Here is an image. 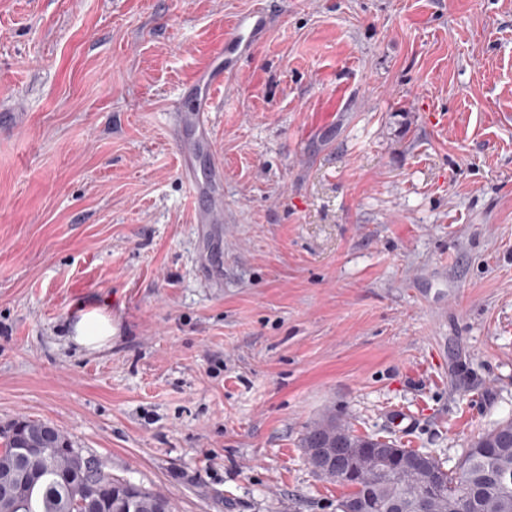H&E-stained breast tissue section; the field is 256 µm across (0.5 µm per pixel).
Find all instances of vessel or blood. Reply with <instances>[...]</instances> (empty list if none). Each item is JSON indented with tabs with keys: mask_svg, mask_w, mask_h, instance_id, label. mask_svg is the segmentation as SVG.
I'll return each instance as SVG.
<instances>
[{
	"mask_svg": "<svg viewBox=\"0 0 512 512\" xmlns=\"http://www.w3.org/2000/svg\"><path fill=\"white\" fill-rule=\"evenodd\" d=\"M272 23L273 14L263 2L238 15L224 37L221 56L182 87L173 105V131L182 156L181 175L194 195V221L201 226L198 249L216 279L221 278L224 266L220 245L210 228L224 221V168L211 159L209 114L215 106L216 90L239 69Z\"/></svg>",
	"mask_w": 512,
	"mask_h": 512,
	"instance_id": "1",
	"label": "vessel or blood"
}]
</instances>
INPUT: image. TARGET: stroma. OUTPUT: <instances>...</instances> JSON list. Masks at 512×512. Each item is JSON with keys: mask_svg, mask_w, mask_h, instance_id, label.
Instances as JSON below:
<instances>
[{"mask_svg": "<svg viewBox=\"0 0 512 512\" xmlns=\"http://www.w3.org/2000/svg\"><path fill=\"white\" fill-rule=\"evenodd\" d=\"M254 3L0 0V426L174 512H336L324 412L448 469L512 417V0H274L211 114L217 281L171 105ZM115 326L112 315L100 309H89L79 313L73 325L71 340L88 350H98L112 342Z\"/></svg>", "mask_w": 512, "mask_h": 512, "instance_id": "35a3bbf8", "label": "stroma"}]
</instances>
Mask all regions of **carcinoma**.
Returning <instances> with one entry per match:
<instances>
[{"label":"carcinoma","instance_id":"carcinoma-1","mask_svg":"<svg viewBox=\"0 0 512 512\" xmlns=\"http://www.w3.org/2000/svg\"><path fill=\"white\" fill-rule=\"evenodd\" d=\"M43 424L16 421L0 429V482L17 471L31 470L29 481L8 493L0 492V512H172L164 494L106 473L92 458L56 457L33 460L22 439ZM334 439L340 466L351 448L363 453L366 471L345 483L350 492L337 500L336 512L352 501L365 500L376 512H512V418L479 435L452 469L437 458L410 448L400 461L382 459L374 448H394L391 440L356 435L348 423L327 415L309 425L302 438L306 456ZM422 460L432 470L435 485L424 491L404 461Z\"/></svg>","mask_w":512,"mask_h":512}]
</instances>
